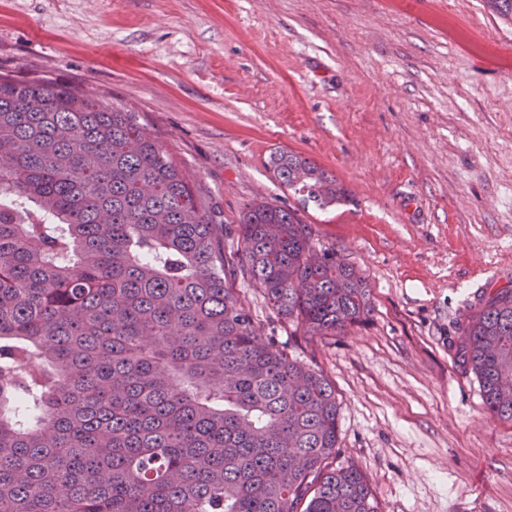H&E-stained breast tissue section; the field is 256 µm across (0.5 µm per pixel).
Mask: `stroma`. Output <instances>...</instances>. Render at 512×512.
<instances>
[{
    "instance_id": "35a3bbf8",
    "label": "stroma",
    "mask_w": 512,
    "mask_h": 512,
    "mask_svg": "<svg viewBox=\"0 0 512 512\" xmlns=\"http://www.w3.org/2000/svg\"><path fill=\"white\" fill-rule=\"evenodd\" d=\"M0 74L136 113L211 223L296 210L366 277L369 321L308 344L235 286L260 335L335 385L338 463L381 512H512V423L448 347L483 289L512 287V19L485 0H0ZM276 151L351 202L302 204Z\"/></svg>"
}]
</instances>
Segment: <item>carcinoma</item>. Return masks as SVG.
I'll use <instances>...</instances> for the list:
<instances>
[{
  "mask_svg": "<svg viewBox=\"0 0 512 512\" xmlns=\"http://www.w3.org/2000/svg\"><path fill=\"white\" fill-rule=\"evenodd\" d=\"M268 166L320 208L346 200L298 154ZM232 234L228 251L136 113L0 75V512H380L336 463L335 387L233 288L310 343L368 320L365 277L290 208L253 203ZM456 325L459 365L512 422V288Z\"/></svg>",
  "mask_w": 512,
  "mask_h": 512,
  "instance_id": "obj_1",
  "label": "carcinoma"
}]
</instances>
